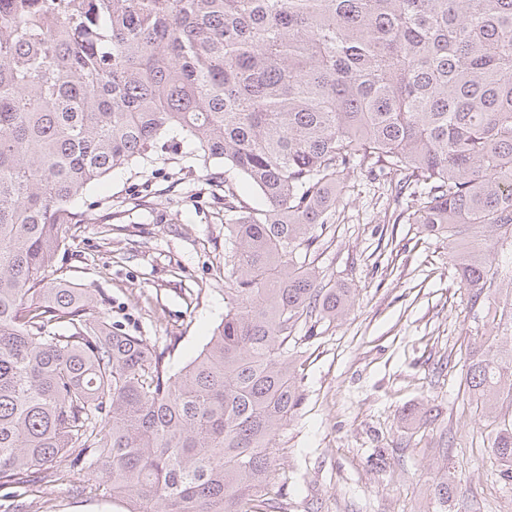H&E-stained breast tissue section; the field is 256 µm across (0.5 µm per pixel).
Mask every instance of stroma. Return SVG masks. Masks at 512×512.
Instances as JSON below:
<instances>
[{
	"label": "stroma",
	"mask_w": 512,
	"mask_h": 512,
	"mask_svg": "<svg viewBox=\"0 0 512 512\" xmlns=\"http://www.w3.org/2000/svg\"><path fill=\"white\" fill-rule=\"evenodd\" d=\"M223 172L168 155L114 171L87 192L86 220L57 258L98 312L144 337L174 371L224 317V203L213 186ZM397 181L349 173L334 223L313 230L315 267L350 289L353 305L295 345L301 405L271 461L279 512H440L434 488L449 478L451 512H512V481L461 385L475 341L512 345V317L496 327L483 319L484 306L512 305V241L493 246V292L471 303L446 245L398 219ZM415 406L423 420H410ZM88 477L80 463L39 483L36 512H126L123 502L76 494Z\"/></svg>",
	"instance_id": "stroma-1"
}]
</instances>
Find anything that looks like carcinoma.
Masks as SVG:
<instances>
[{
  "instance_id": "obj_1",
  "label": "carcinoma",
  "mask_w": 512,
  "mask_h": 512,
  "mask_svg": "<svg viewBox=\"0 0 512 512\" xmlns=\"http://www.w3.org/2000/svg\"><path fill=\"white\" fill-rule=\"evenodd\" d=\"M224 164V321L189 364L93 315L56 257L84 191L159 153ZM400 174L407 215L473 303L512 240V0H11L0 9V487L91 461L130 512H276L291 341L350 310L312 227L353 170ZM512 481V347L463 372Z\"/></svg>"
}]
</instances>
